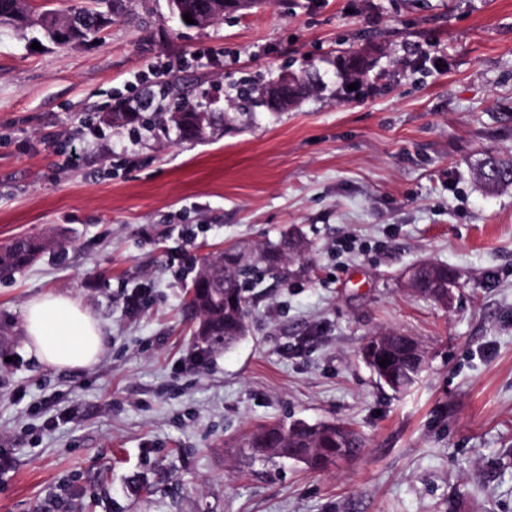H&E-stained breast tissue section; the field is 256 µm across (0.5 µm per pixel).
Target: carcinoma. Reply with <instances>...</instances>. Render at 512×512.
<instances>
[{
  "label": "carcinoma",
  "mask_w": 512,
  "mask_h": 512,
  "mask_svg": "<svg viewBox=\"0 0 512 512\" xmlns=\"http://www.w3.org/2000/svg\"><path fill=\"white\" fill-rule=\"evenodd\" d=\"M122 0H85V5L65 9H41L31 0H0V26L17 23L22 28L41 34L55 43L69 24H74L72 39L81 43L95 39L102 29L92 26L90 17L116 16ZM370 62L350 52L336 55V71L343 77L358 79L369 69ZM321 84L317 74L308 69L296 73L291 89L292 103L317 90ZM142 111L152 114L159 125L176 130L179 140L194 142L215 133L219 127L229 128L237 122L253 120L251 112H237L227 116L221 112H204L181 104L169 112L156 108V92L147 89L142 94ZM476 179L489 192L512 185V159L488 155L476 168ZM48 242L34 237H19L0 245V273L35 263L44 253ZM309 249L305 237L296 231L286 233L274 243L247 249L229 246L204 257L194 268L189 289L187 309L197 320L195 336L209 351L230 347L249 331V299L247 292L256 282L271 277L288 283L292 256ZM448 271L450 268L432 263H422L413 277V291L437 303L448 297ZM371 354L372 372L377 381L395 393L409 389L419 378L426 352L415 337L392 331L382 340L368 338L361 357ZM390 361L385 367L378 361ZM365 447L363 437L347 424L327 421L309 424L298 420L286 426L280 423L260 427L249 438L251 458L265 464H275L279 459L293 460L310 470H323L339 459L355 456Z\"/></svg>",
  "instance_id": "carcinoma-1"
}]
</instances>
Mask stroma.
<instances>
[{
    "instance_id": "stroma-1",
    "label": "stroma",
    "mask_w": 512,
    "mask_h": 512,
    "mask_svg": "<svg viewBox=\"0 0 512 512\" xmlns=\"http://www.w3.org/2000/svg\"><path fill=\"white\" fill-rule=\"evenodd\" d=\"M31 44L0 29V244L65 245L0 274V512H512V187L473 171L512 154V0H266L204 27L125 0L97 39ZM369 46L347 90L336 56ZM164 67L210 112L287 71L324 85L194 144L106 122ZM291 227L305 275L257 286L248 336L204 352L195 261ZM420 263L460 274L450 305L409 290ZM47 292L100 321L95 365L28 350ZM390 330L427 352L401 394L360 355ZM298 419L366 445L321 471L249 460L250 433Z\"/></svg>"
}]
</instances>
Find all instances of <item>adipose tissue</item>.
<instances>
[{"label":"adipose tissue","instance_id":"1","mask_svg":"<svg viewBox=\"0 0 512 512\" xmlns=\"http://www.w3.org/2000/svg\"><path fill=\"white\" fill-rule=\"evenodd\" d=\"M28 348L39 361L57 369L87 368L104 349L99 321L71 296L45 293L23 307Z\"/></svg>","mask_w":512,"mask_h":512}]
</instances>
